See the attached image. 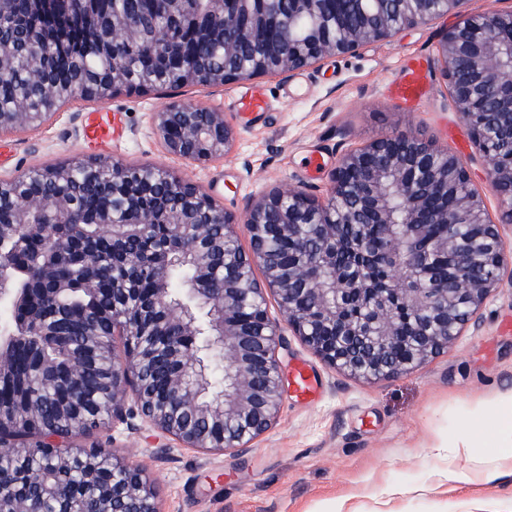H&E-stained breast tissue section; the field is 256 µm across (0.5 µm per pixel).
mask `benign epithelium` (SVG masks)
<instances>
[{"label":"benign epithelium","mask_w":512,"mask_h":512,"mask_svg":"<svg viewBox=\"0 0 512 512\" xmlns=\"http://www.w3.org/2000/svg\"><path fill=\"white\" fill-rule=\"evenodd\" d=\"M467 0H416L420 8L407 11L393 24L379 13L352 27L340 25L324 34L312 27L307 38L293 35L291 25L272 24L261 12H244L239 0H208L209 37L232 50L247 40L266 43L278 62L270 71L265 62L242 71L223 68L208 72L187 68L180 86H223L272 73L287 78L294 71L324 58L354 52L374 41L390 38L440 15L463 13ZM320 9L341 17L356 0H318ZM12 18L9 31L0 26V77L10 70L17 48L29 53L32 71L47 44V34L67 29L73 16L58 0H0V18ZM86 28L113 42L118 49L135 39L138 15L84 14ZM196 52V40L185 39L167 27L154 28L142 54L155 61L179 63ZM441 73L448 83L456 110L468 127L477 153L497 193L501 220L512 221V10L466 15L444 31L438 45ZM113 65L108 83L91 92L105 100L135 87L121 80ZM155 112L156 129L167 153L194 162H207L229 148L233 128L224 112L201 107L166 93ZM52 116L37 115L21 106L0 114V133L40 124ZM112 170L108 205L87 216L72 195L47 192L19 195L12 217L0 223V301L22 310L16 330L0 336V375L14 360L17 339L55 336L43 309L56 306L66 283L54 276L55 265L78 259L86 275L92 304L85 307L87 322L100 311L97 297L104 261L97 244H112L113 269L148 268L154 286L143 296L145 307L161 324L175 328L168 341L169 359L176 370L166 395L169 406L186 411L195 423H179L150 412L139 388L147 370L140 322L112 304V335L122 346H112V396L107 420L125 422L126 404L138 410L162 434L184 448L208 452H244L275 422L285 378L277 347L282 343L280 323L269 318L263 297L278 299L288 328L321 360L350 376L389 379L409 372L448 348L474 314L498 288L506 246L499 225L486 217L483 199L472 187L466 165L415 135H393L344 151L331 175L325 201L305 189L281 187L249 202L242 215L224 211L200 186L167 173L163 182L141 177L140 171L108 158L92 160ZM51 185L69 183L72 173L62 166L45 170ZM163 222L167 237L139 248L145 228ZM91 224L90 238L68 239L65 229ZM246 228L251 250L238 244L236 226ZM293 244L300 262L284 265L272 255L267 227ZM365 224L382 226V240L362 235ZM444 224L442 236L429 239V227ZM36 237L52 262L28 273L30 287H19L17 266L8 249ZM450 260L448 274L427 280L420 271L431 255ZM191 263V275L180 292L207 309L208 321H198L190 304L171 288L175 267ZM387 266L388 278L377 284L369 264ZM260 267L263 281L254 277ZM252 301L245 321L227 314ZM410 314L407 333L395 321V312ZM224 368V384L212 398L206 371ZM0 459L12 458L28 447L20 425L0 413ZM72 439L39 438L33 452L48 451L57 461L53 473H30L3 488L11 512H32L37 500H52L59 512H158L153 485L144 466L118 457L122 480L112 482V493L100 485L92 470L81 473L82 494L64 497L61 480L69 472Z\"/></svg>","instance_id":"obj_1"}]
</instances>
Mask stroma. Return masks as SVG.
I'll list each match as a JSON object with an SVG mask.
<instances>
[{"instance_id":"35a3bbf8","label":"stroma","mask_w":512,"mask_h":512,"mask_svg":"<svg viewBox=\"0 0 512 512\" xmlns=\"http://www.w3.org/2000/svg\"><path fill=\"white\" fill-rule=\"evenodd\" d=\"M458 20L455 14L437 18L286 78L183 88L182 99L219 108L235 131L231 149L209 162L167 154L153 123L161 99L123 92L109 100L66 102L40 126L0 135V179L70 158L106 157L171 171L238 214L248 200L286 185L324 198L342 151L405 133L461 158L489 217L499 221L500 202L436 70L439 37ZM419 54L433 68L428 94L407 105L388 94L387 84ZM250 88L265 93L269 111H235L236 96ZM94 112L115 117L111 140L88 138ZM285 340L278 351L284 399L273 428L248 451L183 448L138 416L109 431L90 429L74 447L110 440L122 458L144 464L160 512H321L330 501L344 512H498L512 490V474L449 483V469L466 470L471 463L449 458L440 443L476 404L512 394V284L493 292L447 350L396 378L352 377L326 365L293 334ZM300 366L314 396L296 390ZM162 446L166 454L156 456Z\"/></svg>"}]
</instances>
